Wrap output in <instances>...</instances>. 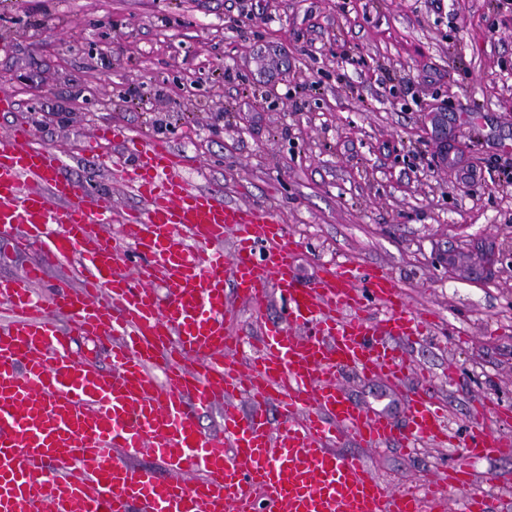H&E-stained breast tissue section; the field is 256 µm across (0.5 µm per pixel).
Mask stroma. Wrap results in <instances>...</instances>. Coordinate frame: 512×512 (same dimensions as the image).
Segmentation results:
<instances>
[{"mask_svg": "<svg viewBox=\"0 0 512 512\" xmlns=\"http://www.w3.org/2000/svg\"><path fill=\"white\" fill-rule=\"evenodd\" d=\"M501 4L0 0V90L18 104L0 112V135L29 125L119 210L138 203L119 151L87 153V139L111 124L167 140L194 185L283 218L301 281L324 262L384 266L439 324L401 343L400 387L351 372L340 385L400 423L422 389L446 402L458 436L480 406L497 429L512 414V9ZM343 451L389 493L464 459L429 442ZM474 471L473 490L512 512V458Z\"/></svg>", "mask_w": 512, "mask_h": 512, "instance_id": "obj_1", "label": "stroma"}]
</instances>
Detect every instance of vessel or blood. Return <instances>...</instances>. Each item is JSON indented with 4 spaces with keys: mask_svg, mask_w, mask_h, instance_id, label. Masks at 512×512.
<instances>
[{
    "mask_svg": "<svg viewBox=\"0 0 512 512\" xmlns=\"http://www.w3.org/2000/svg\"><path fill=\"white\" fill-rule=\"evenodd\" d=\"M32 138L25 125L0 138V237L45 251L0 278V512H447L443 483L468 487L471 463L512 456L511 436L476 421L447 481L423 498L386 493L362 456L341 453L346 438L444 445L446 407L413 393L400 425L334 378L402 380L410 366L398 343L422 336L434 314L412 310L380 265L324 264L301 282L269 207L191 187L168 143L104 125L86 150L121 146V177L140 202L128 244L147 260L125 273V246L106 230L111 196ZM53 265L74 277L39 294ZM232 295L257 313L275 295L284 306L244 361L246 343L227 327ZM374 305L383 317L367 318ZM76 334L105 344L111 368L77 359ZM243 394L249 407L233 402ZM219 403L222 426L203 432L201 412ZM145 452L153 464L138 463Z\"/></svg>",
    "mask_w": 512,
    "mask_h": 512,
    "instance_id": "b4317fda",
    "label": "vessel or blood"
}]
</instances>
